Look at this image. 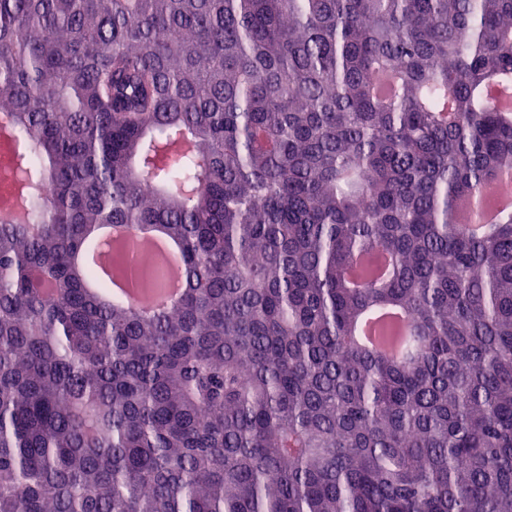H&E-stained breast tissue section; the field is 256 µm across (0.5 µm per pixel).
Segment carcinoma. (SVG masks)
Wrapping results in <instances>:
<instances>
[{"mask_svg":"<svg viewBox=\"0 0 512 512\" xmlns=\"http://www.w3.org/2000/svg\"><path fill=\"white\" fill-rule=\"evenodd\" d=\"M491 84L512 0H0V512H512ZM0 204L1 200L5 197V189H6V181L5 174L3 168V158L1 157V151L6 154L13 153V156H16L19 152L18 144L16 143L14 137L11 135L9 130L7 129L6 124L1 122L0 129Z\"/></svg>","mask_w":512,"mask_h":512,"instance_id":"1","label":"carcinoma"}]
</instances>
